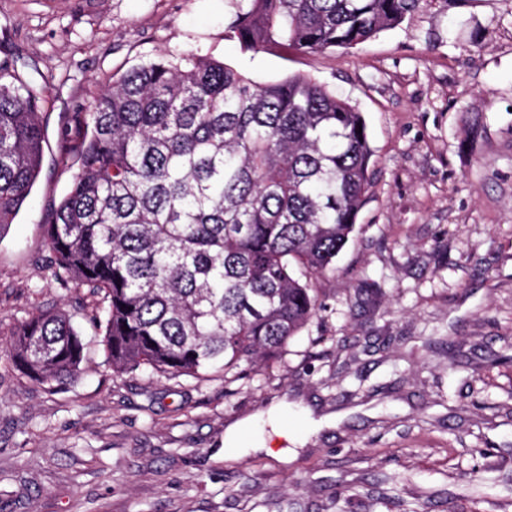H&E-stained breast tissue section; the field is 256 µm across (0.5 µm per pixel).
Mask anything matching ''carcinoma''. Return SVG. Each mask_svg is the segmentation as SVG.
Wrapping results in <instances>:
<instances>
[{
	"instance_id": "cac0c4a2",
	"label": "carcinoma",
	"mask_w": 512,
	"mask_h": 512,
	"mask_svg": "<svg viewBox=\"0 0 512 512\" xmlns=\"http://www.w3.org/2000/svg\"><path fill=\"white\" fill-rule=\"evenodd\" d=\"M247 2L226 39L287 54L354 48L421 0ZM40 100L0 63V235L40 173ZM70 122L77 170L44 232L56 267L98 298L112 370L234 379L316 315L308 278L332 269L370 183L367 125L348 100L303 75L257 84L186 53L112 78ZM83 352L65 314L37 309L7 358L52 389Z\"/></svg>"
}]
</instances>
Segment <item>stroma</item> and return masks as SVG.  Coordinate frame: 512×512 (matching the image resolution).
I'll return each mask as SVG.
<instances>
[{"label":"stroma","instance_id":"35a3bbf8","mask_svg":"<svg viewBox=\"0 0 512 512\" xmlns=\"http://www.w3.org/2000/svg\"><path fill=\"white\" fill-rule=\"evenodd\" d=\"M234 0H0V61L42 90L47 143L0 237V345L34 309L83 335L50 389L0 357V512H512V0H422L351 49L241 51ZM257 83L301 73L374 151L321 309L241 375L113 372L43 226L77 165L70 113L159 54Z\"/></svg>","mask_w":512,"mask_h":512}]
</instances>
